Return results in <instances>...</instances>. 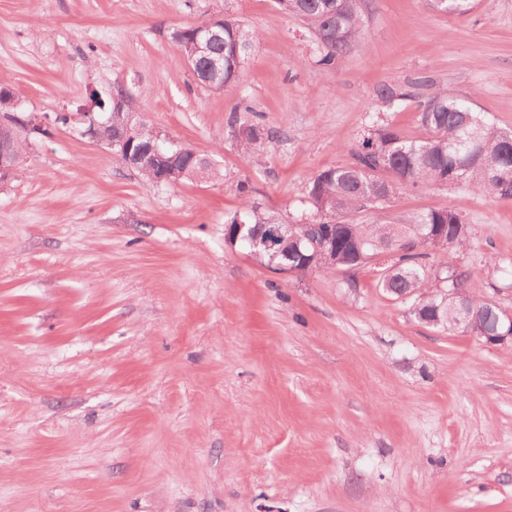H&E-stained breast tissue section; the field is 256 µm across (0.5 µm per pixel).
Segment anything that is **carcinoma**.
I'll return each mask as SVG.
<instances>
[{
	"label": "carcinoma",
	"instance_id": "1",
	"mask_svg": "<svg viewBox=\"0 0 512 512\" xmlns=\"http://www.w3.org/2000/svg\"><path fill=\"white\" fill-rule=\"evenodd\" d=\"M280 11L293 15L313 31L315 36L328 27L339 30L335 41L322 45L320 62L332 65L343 59L351 47L364 35L359 0H276ZM444 11L464 15L473 7V0H438ZM224 34L212 42V51L224 56V79H212L204 67L192 69L196 82L213 94L238 78L241 64L234 55V46L242 36L248 42L258 41V33L246 31L237 21L221 17ZM423 80L404 85H384L378 91L381 101L391 105L414 99ZM419 121L425 136L408 138L389 125L369 130L353 150V161L347 165L325 169L312 181L309 197L318 219L304 225L301 233L307 244L288 250L279 262L293 269H305L301 256L318 259L311 243L321 242L327 226L336 228V264L338 271L349 272L371 262L384 252L398 255L381 282L382 288L396 298L408 296V301L427 310L428 317H440L435 327L446 326L444 311H435L441 299L430 289L426 259L432 253L448 258V251L462 248L469 236L464 219L450 208L432 209L408 222H396L384 211L388 199L403 190L435 184L466 185L478 193L512 197L505 187L504 176L512 175V131H506L485 115L474 110L464 99L435 92L419 105ZM237 147L250 155L273 138L271 129L259 123L230 120ZM209 165L206 157L195 150L169 153L166 168L198 169ZM277 224L279 219L253 206L234 213L226 223ZM446 288H458L462 297L477 309L485 308L478 284L469 272L447 266Z\"/></svg>",
	"mask_w": 512,
	"mask_h": 512
}]
</instances>
